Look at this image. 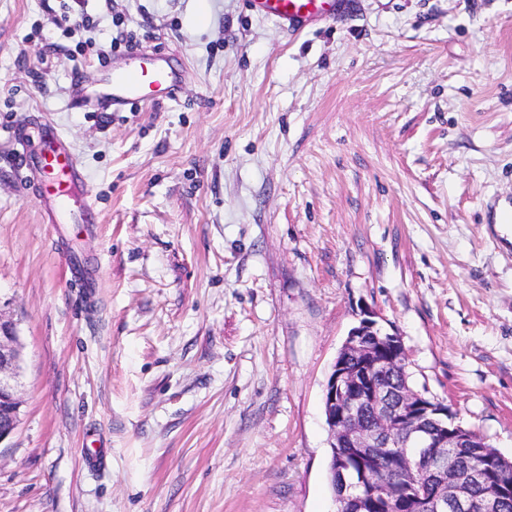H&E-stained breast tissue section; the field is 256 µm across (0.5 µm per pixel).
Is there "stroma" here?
Instances as JSON below:
<instances>
[{
  "label": "stroma",
  "mask_w": 512,
  "mask_h": 512,
  "mask_svg": "<svg viewBox=\"0 0 512 512\" xmlns=\"http://www.w3.org/2000/svg\"><path fill=\"white\" fill-rule=\"evenodd\" d=\"M85 9L90 39L134 33L185 78L74 106L72 72L107 63L71 56L60 0H0V512H336L324 389L366 310L412 388L511 459L512 0H347L297 35L246 0ZM47 120L95 228L43 219L11 133ZM20 344L14 324L0 319V442L14 431L19 416L17 397Z\"/></svg>",
  "instance_id": "stroma-1"
}]
</instances>
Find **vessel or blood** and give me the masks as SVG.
Returning <instances> with one entry per match:
<instances>
[{
  "label": "vessel or blood",
  "instance_id": "1",
  "mask_svg": "<svg viewBox=\"0 0 512 512\" xmlns=\"http://www.w3.org/2000/svg\"><path fill=\"white\" fill-rule=\"evenodd\" d=\"M257 16L273 21L291 33L302 32L314 21L333 19L345 9L344 0H247ZM182 73L163 54L128 51L113 65L95 95L103 111L117 112L128 105H158L176 97L182 89ZM25 167L42 172L46 183L40 204L53 224H95L99 217L89 204H78L86 194V175L67 138L54 126L42 129L37 144H30L23 131H16Z\"/></svg>",
  "mask_w": 512,
  "mask_h": 512
}]
</instances>
